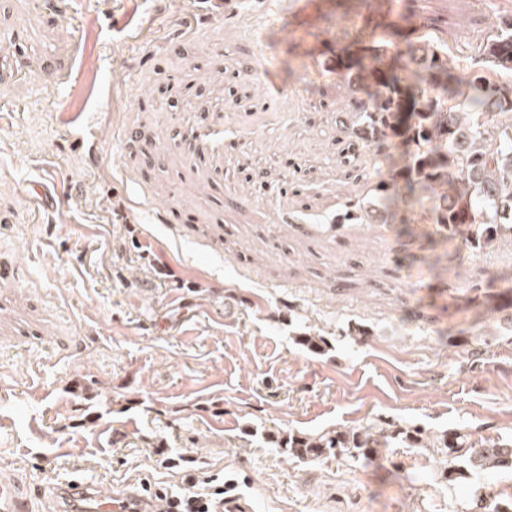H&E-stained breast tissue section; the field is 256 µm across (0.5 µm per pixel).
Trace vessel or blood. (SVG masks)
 Returning <instances> with one entry per match:
<instances>
[{
  "label": "vessel or blood",
  "instance_id": "obj_1",
  "mask_svg": "<svg viewBox=\"0 0 512 512\" xmlns=\"http://www.w3.org/2000/svg\"><path fill=\"white\" fill-rule=\"evenodd\" d=\"M59 493L67 504V512H173L175 507L174 501L158 500L132 485L104 494L80 477L61 486ZM30 509V496L0 476V512H30Z\"/></svg>",
  "mask_w": 512,
  "mask_h": 512
}]
</instances>
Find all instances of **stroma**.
I'll return each instance as SVG.
<instances>
[{"mask_svg":"<svg viewBox=\"0 0 512 512\" xmlns=\"http://www.w3.org/2000/svg\"><path fill=\"white\" fill-rule=\"evenodd\" d=\"M316 3L0 0V473L34 512H61L75 476L171 491L187 468L236 479L255 512L512 494L511 471L448 485L423 448L379 465L278 445L379 415L512 439V243L475 254L377 206L404 151L349 150L330 68L395 26L474 58L512 0ZM348 195L372 223L337 224ZM311 329L323 352L297 344ZM464 339L491 341L480 365Z\"/></svg>","mask_w":512,"mask_h":512,"instance_id":"35a3bbf8","label":"stroma"}]
</instances>
